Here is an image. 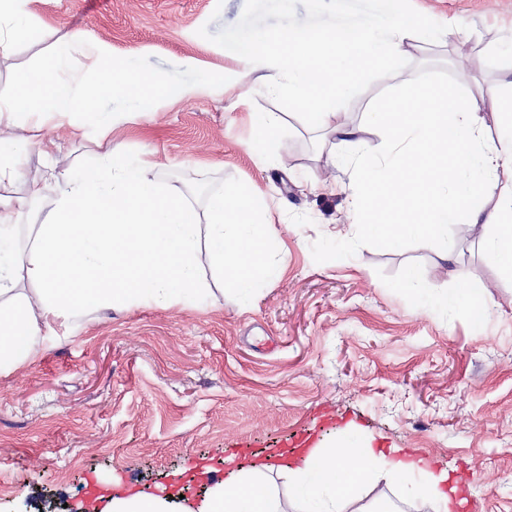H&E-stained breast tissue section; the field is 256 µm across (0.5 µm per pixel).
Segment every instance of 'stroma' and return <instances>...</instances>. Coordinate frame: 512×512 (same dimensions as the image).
Listing matches in <instances>:
<instances>
[{
    "label": "stroma",
    "instance_id": "stroma-1",
    "mask_svg": "<svg viewBox=\"0 0 512 512\" xmlns=\"http://www.w3.org/2000/svg\"><path fill=\"white\" fill-rule=\"evenodd\" d=\"M432 25L455 24L443 45L406 40L390 73H373L337 108L358 142L313 132L278 91L281 75L232 58L231 35L325 29L391 13L393 0H31L36 37L0 49V96L18 70L69 42L105 43L115 64L179 86L206 76L205 92L172 97L112 132L114 151L147 156L151 177L204 203L224 185L249 188L288 251L278 275L241 297L211 282L188 306L104 308L74 320L41 356L0 371V512H78L113 491L172 495V512H197L217 479L248 472L294 434L329 441L348 424L374 447L447 470L472 512H512V274L484 256L487 231L459 217L447 243L407 241L384 250L341 239L357 170L383 131L368 109L406 81L477 86L512 80V0H404ZM283 129L264 156L249 149L251 115ZM77 166L101 150L44 123L18 159L21 197L46 153ZM414 270L419 292L400 286ZM488 284V315L446 305L459 283Z\"/></svg>",
    "mask_w": 512,
    "mask_h": 512
}]
</instances>
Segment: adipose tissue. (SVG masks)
Segmentation results:
<instances>
[{
    "mask_svg": "<svg viewBox=\"0 0 512 512\" xmlns=\"http://www.w3.org/2000/svg\"><path fill=\"white\" fill-rule=\"evenodd\" d=\"M418 29L428 44L455 33L451 25L424 28L420 18L399 10L365 24L293 29L278 37L249 26L237 34L232 52L274 66L313 128L349 138L359 129L342 120L337 101L371 72L395 64L403 42ZM67 51L94 56L95 78L65 73L62 59L53 58L19 72L14 97L0 99V185L19 174L14 154L2 152V144L36 138L18 133L22 116L39 114L56 128H69L77 103L97 109L108 94L126 97L129 109L99 112L88 138L100 145L114 125L156 111L171 93L190 99L205 88L198 81L174 89L135 66H114L101 43L77 42ZM480 95L506 119L497 137L488 136L482 108L462 101L455 85L408 81L376 105L386 139L378 153L357 160L362 174L352 201L355 233L384 249L410 239L435 243L464 215L471 224L492 225L483 240L485 256L512 273V92L484 87ZM63 164L54 158L29 182L26 196L0 195L1 242L24 209L49 185L57 187L52 208L33 227L29 254L0 256V371L36 360L43 340L85 311L142 303L172 308L205 298V264L249 292L283 250L279 231L246 187H225L199 207L148 178L152 164L144 158L108 152L102 164L70 169L60 182L56 170ZM488 196L497 199L490 210L483 204ZM290 475L299 512H343V500L374 479L396 484L414 512H450L447 472L387 457L354 429L339 444L315 448ZM261 478L256 472L216 483L198 512H283Z\"/></svg>",
    "mask_w": 512,
    "mask_h": 512,
    "instance_id": "ef3b65f1",
    "label": "adipose tissue"
}]
</instances>
